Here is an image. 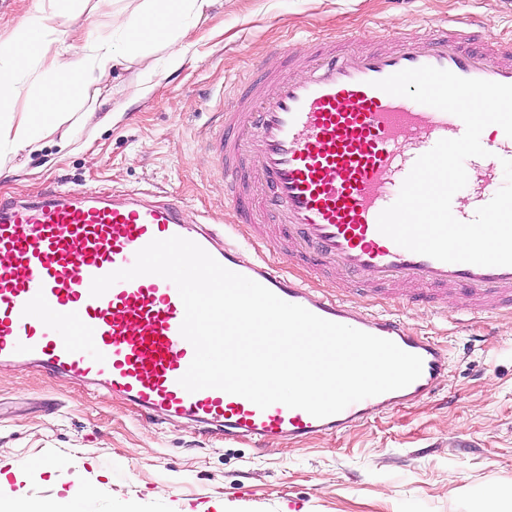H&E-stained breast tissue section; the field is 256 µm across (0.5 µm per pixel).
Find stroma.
Listing matches in <instances>:
<instances>
[{
  "mask_svg": "<svg viewBox=\"0 0 512 512\" xmlns=\"http://www.w3.org/2000/svg\"><path fill=\"white\" fill-rule=\"evenodd\" d=\"M81 0V15L48 32L76 67L112 18ZM63 0H0V40ZM473 33L490 48L512 40V0H215L175 69L156 48L144 73L127 63L102 79L81 111L32 152L0 167V194L23 202L52 191L136 194L179 203L187 219L236 220L206 142L224 102L253 65L276 72L275 49L305 56L343 34L414 38L430 23ZM273 223L245 225L246 258L281 265ZM293 275L327 295L403 319L448 350V374L425 398L333 434L258 444L148 414L121 397L24 364L0 366V481L20 501L0 512H485L482 490L512 492V314L466 311L460 295L434 313L310 263ZM91 496L74 492L75 476Z\"/></svg>",
  "mask_w": 512,
  "mask_h": 512,
  "instance_id": "stroma-1",
  "label": "stroma"
}]
</instances>
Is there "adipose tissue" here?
<instances>
[{
	"label": "adipose tissue",
	"mask_w": 512,
	"mask_h": 512,
	"mask_svg": "<svg viewBox=\"0 0 512 512\" xmlns=\"http://www.w3.org/2000/svg\"><path fill=\"white\" fill-rule=\"evenodd\" d=\"M213 3L214 0H141L130 13H114L125 52L116 51L109 40L88 46L90 66L77 80L72 78L71 68L61 54L51 52L43 38L44 32L54 29L56 14L41 18L39 35H32L26 27L15 29L10 41L0 43V111L11 112L9 119L0 123V143L6 144L12 154L37 147L113 68L135 60L143 64L145 71H152L150 57L157 44L171 46L168 62L178 66L189 49L183 40L186 19L202 18ZM35 58L53 78V89L42 94L33 109L11 111V104L22 94L18 76Z\"/></svg>",
	"instance_id": "1"
}]
</instances>
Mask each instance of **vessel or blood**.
Returning <instances> with one entry per match:
<instances>
[{
    "label": "vessel or blood",
    "instance_id": "obj_1",
    "mask_svg": "<svg viewBox=\"0 0 512 512\" xmlns=\"http://www.w3.org/2000/svg\"><path fill=\"white\" fill-rule=\"evenodd\" d=\"M469 32L425 27L390 49L312 45L310 58L279 48L281 69L253 81L225 106L209 143L212 168L224 178L238 223L279 215L290 263L315 256L319 268L373 288L401 287L406 300L441 309L449 291L476 312L512 311V266L447 263L400 247L379 232V214L397 199L416 159L439 140L455 139L463 122L450 113L387 94L377 80L433 66L469 79L512 84V44L479 52ZM485 156L467 169L469 202L453 208L461 221L498 190L501 158L512 138L496 129ZM270 183L257 199L250 179ZM179 235L227 269L282 300L326 320L396 343L421 357L410 385L316 418L275 403L259 408L215 388L194 393L179 383L193 356L180 332L185 309L175 285L155 275L115 283L91 296L93 278L130 267L154 239ZM242 244L205 223H189L174 202L130 195L108 199L58 191L21 204L0 200V363L27 362L106 388L149 414L164 413L223 428L225 437L258 443L305 440L368 420L435 391L448 351L403 320L321 294L287 268L242 256Z\"/></svg>",
    "mask_w": 512,
    "mask_h": 512
}]
</instances>
